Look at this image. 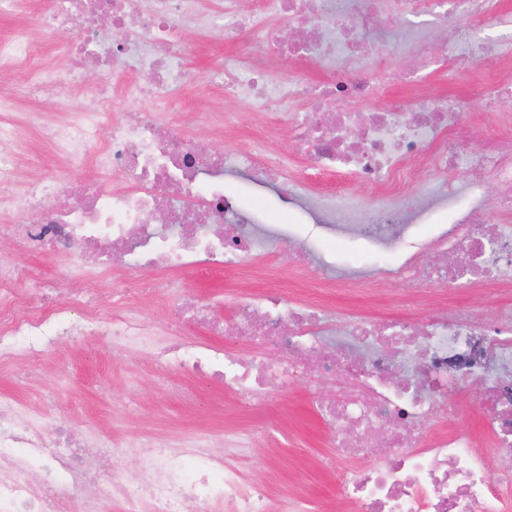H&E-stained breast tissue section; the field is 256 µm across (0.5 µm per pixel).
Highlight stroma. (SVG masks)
<instances>
[{
    "mask_svg": "<svg viewBox=\"0 0 512 512\" xmlns=\"http://www.w3.org/2000/svg\"><path fill=\"white\" fill-rule=\"evenodd\" d=\"M372 54L387 58L391 67L422 77L431 98L447 97L456 101L469 146L476 148L486 141L490 130L482 121L475 93L492 89L494 80L483 61H476L471 72L457 73L439 65L423 69L418 60L394 53L383 43L373 45ZM103 81L111 82L119 91L126 77L116 70L91 72L86 88L66 90V110L43 105L46 118L65 120L72 113L93 107L91 88ZM166 120L194 145L206 150L244 149L255 135L243 99L203 96L194 88L187 90L185 105L179 113L167 115ZM31 148L49 170L68 179L94 181L103 186L112 183L109 175L93 166L84 170L66 168L61 156L39 136H32ZM314 244L321 254L339 256L336 268L320 265L300 276L281 259L272 257L257 263L254 270L243 276L202 269L186 272L184 282L200 298L213 302L219 313L224 310V295L235 290L245 292L271 286L299 296L320 295L331 309L344 316L406 314L405 298L399 284L383 282L377 294L357 295L346 279L350 269L371 268L392 261L393 253L327 231L321 232ZM0 253L10 255L20 266L41 271L51 284L57 301L66 300L76 287L75 281L69 279L58 264L23 248L16 239L0 237ZM150 356L149 349L139 347L130 350L124 362L116 363L112 360L111 340L97 336L78 339L64 336L47 357L36 387L18 381L9 364H0V393L12 394L28 403L32 422L44 435H51L57 421L64 418L99 439L108 440L118 434L130 440L131 448L111 461L113 475L124 481L131 482L139 477L146 451L137 447V440L156 432L180 435L203 428L212 436L214 453L223 454L225 428L249 425L250 414L244 410L226 409L223 394L203 381L198 384L202 393L199 402L183 405L169 400L164 390L178 370L171 364L150 369L146 365ZM324 389V384L309 382L274 392L269 407L284 429L262 440L252 455L239 461L238 466L250 476L272 477L277 488L293 476H300L308 496L317 501L321 512H336L334 480L322 467L328 452L325 427L315 417L310 405L312 396ZM130 399L137 403L138 409L135 418L127 420L121 416L120 409L123 402Z\"/></svg>",
    "mask_w": 512,
    "mask_h": 512,
    "instance_id": "1",
    "label": "stroma"
}]
</instances>
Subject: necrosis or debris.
I'll return each instance as SVG.
<instances>
[{
    "instance_id": "necrosis-or-debris-1",
    "label": "necrosis or debris",
    "mask_w": 512,
    "mask_h": 512,
    "mask_svg": "<svg viewBox=\"0 0 512 512\" xmlns=\"http://www.w3.org/2000/svg\"><path fill=\"white\" fill-rule=\"evenodd\" d=\"M200 2L52 0L44 34L72 35L62 79L28 28L0 37V69L20 74L14 87L0 91V213L18 217L0 225V236L55 254L78 283L65 302L40 306L17 290L23 279L36 288L40 280L0 257L1 359L33 362L55 337L96 333L115 339L112 356L122 360L158 326L136 306L143 271L154 272L152 288L186 313L195 304L179 273L234 271L281 243L296 266L314 264L308 238L260 235L256 209L238 205L224 189L233 175L272 189L305 218L322 216L348 232L397 244L404 243L412 214L438 212L437 195L428 189L434 173L455 169L488 178L495 187L490 199L456 207L396 262L350 280L360 286L379 276L414 293L512 286V225L494 219L512 213V128L497 126L512 113V46L478 36L501 24L502 0H431L433 23L447 30L437 41L420 28L419 0H219L210 11ZM91 17L124 31V41L101 52ZM389 19L399 23L397 51L421 63L441 60L462 69L485 58L498 67L500 83L483 105L497 127L486 145L469 148L452 138L459 113L444 99L409 112L393 105L364 109L379 86L362 66L372 37ZM215 30L231 48L208 73L206 87L245 99L256 115L285 113L288 136L310 169L371 183L373 206L346 193L314 197L307 180L264 140L232 154L205 153L161 126V113L176 111L194 82L186 66L189 38L201 43ZM286 60L333 68L345 78L273 79ZM111 62L134 76L125 96L147 100L149 108L130 120L118 116L112 86L104 83L94 90V107L77 118L45 123L34 112L30 121L74 167L108 168L119 186L76 184L52 173L22 179L23 128L11 117L17 101L64 106L60 82L82 88L89 68ZM403 185L418 187L414 199L398 198ZM115 285L125 306L107 322L92 298ZM213 332L228 347L175 343L157 356L257 408L279 384L309 376L330 382L312 405L327 425L332 452L325 468L336 482L339 512H512V302L494 305L484 323L452 306L404 319H345L267 290L237 296ZM235 339L277 346L281 358L242 356L231 345ZM471 387L487 408L480 429L455 424L424 432V425L456 415L451 393ZM224 444L223 454H214L205 430L180 440H142L149 454L140 480L120 481L101 464L126 440L79 438L66 426L47 438L30 424L25 404L4 394L0 512H89V485L119 502L122 512H314L308 496L273 495L264 480L232 464V457L250 455L254 430L228 432ZM16 446L26 448V457L6 456ZM216 472L222 483L212 481Z\"/></svg>"
}]
</instances>
